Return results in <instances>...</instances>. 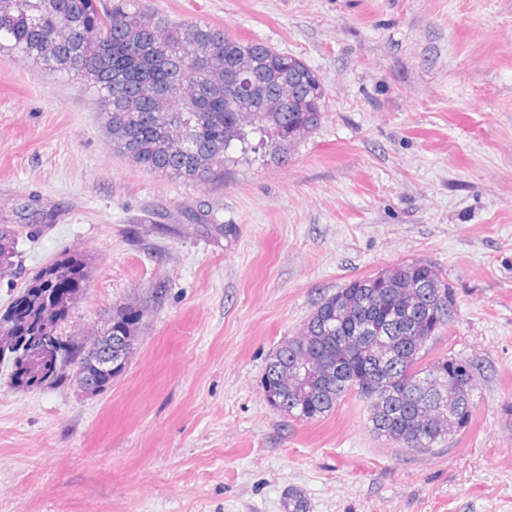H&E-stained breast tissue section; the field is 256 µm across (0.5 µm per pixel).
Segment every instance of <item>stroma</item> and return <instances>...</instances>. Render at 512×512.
Masks as SVG:
<instances>
[{"label": "stroma", "instance_id": "stroma-1", "mask_svg": "<svg viewBox=\"0 0 512 512\" xmlns=\"http://www.w3.org/2000/svg\"><path fill=\"white\" fill-rule=\"evenodd\" d=\"M123 3L302 59L323 118L221 183L169 180L113 152L81 84L0 56L17 284L84 255L60 331L89 346L115 304L145 309L106 390L17 388L0 364V512H284L292 489L310 512H512V0ZM417 260L457 301L427 361L480 369L468 426L415 451L354 397L317 421L274 411L266 365L320 299Z\"/></svg>", "mask_w": 512, "mask_h": 512}]
</instances>
